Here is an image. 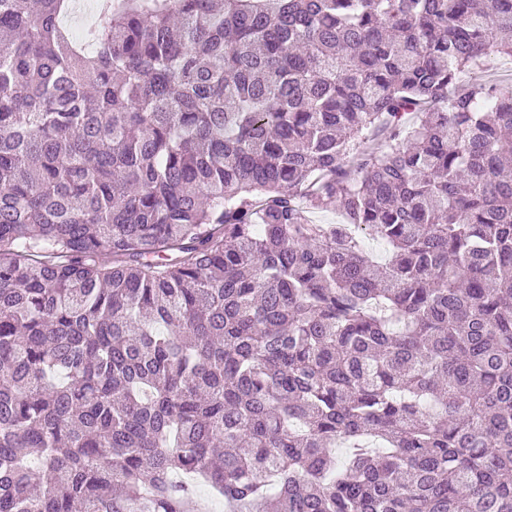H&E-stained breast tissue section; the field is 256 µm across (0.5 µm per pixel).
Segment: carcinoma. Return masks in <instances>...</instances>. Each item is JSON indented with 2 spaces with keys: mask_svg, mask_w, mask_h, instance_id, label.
Wrapping results in <instances>:
<instances>
[{
  "mask_svg": "<svg viewBox=\"0 0 512 512\" xmlns=\"http://www.w3.org/2000/svg\"><path fill=\"white\" fill-rule=\"evenodd\" d=\"M72 4L0 0V512H512V0ZM463 80L468 82H496L512 88V60L508 57L490 56L474 67Z\"/></svg>",
  "mask_w": 512,
  "mask_h": 512,
  "instance_id": "1",
  "label": "carcinoma"
}]
</instances>
